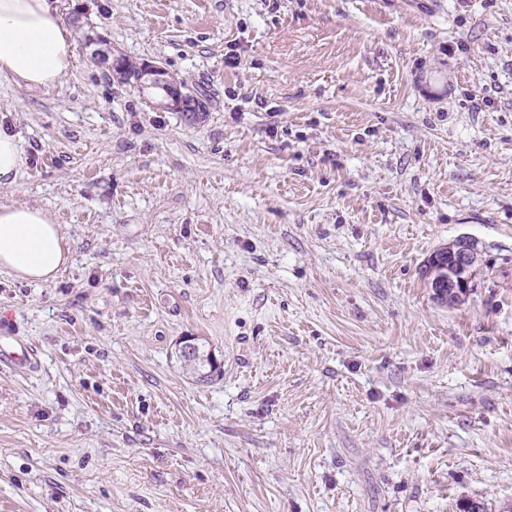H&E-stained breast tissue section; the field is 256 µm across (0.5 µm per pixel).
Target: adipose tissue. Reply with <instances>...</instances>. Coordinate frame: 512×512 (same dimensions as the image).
Returning a JSON list of instances; mask_svg holds the SVG:
<instances>
[{"mask_svg": "<svg viewBox=\"0 0 512 512\" xmlns=\"http://www.w3.org/2000/svg\"><path fill=\"white\" fill-rule=\"evenodd\" d=\"M73 58V37L48 0H0V78L50 88L61 84ZM70 258L61 227L45 208L0 205L1 269L47 283Z\"/></svg>", "mask_w": 512, "mask_h": 512, "instance_id": "obj_1", "label": "adipose tissue"}]
</instances>
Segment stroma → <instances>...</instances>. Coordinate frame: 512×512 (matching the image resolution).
I'll use <instances>...</instances> for the list:
<instances>
[{
    "label": "stroma",
    "instance_id": "stroma-1",
    "mask_svg": "<svg viewBox=\"0 0 512 512\" xmlns=\"http://www.w3.org/2000/svg\"><path fill=\"white\" fill-rule=\"evenodd\" d=\"M61 85L0 79V204L72 249L0 271V512L512 506V0H51ZM200 92L190 118L83 33ZM480 255L461 301L429 256ZM205 343L223 378L178 360ZM25 165V152L19 140L0 126V186L13 184ZM15 342L10 347L0 348V361L16 367L30 365L34 356L33 350L17 340Z\"/></svg>",
    "mask_w": 512,
    "mask_h": 512
}]
</instances>
